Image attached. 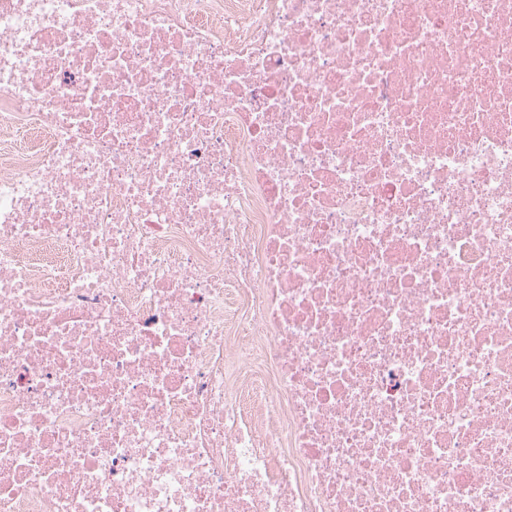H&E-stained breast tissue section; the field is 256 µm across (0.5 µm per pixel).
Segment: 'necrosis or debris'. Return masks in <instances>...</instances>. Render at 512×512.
<instances>
[{"instance_id":"obj_1","label":"necrosis or debris","mask_w":512,"mask_h":512,"mask_svg":"<svg viewBox=\"0 0 512 512\" xmlns=\"http://www.w3.org/2000/svg\"><path fill=\"white\" fill-rule=\"evenodd\" d=\"M0 512H512V0H0Z\"/></svg>"}]
</instances>
